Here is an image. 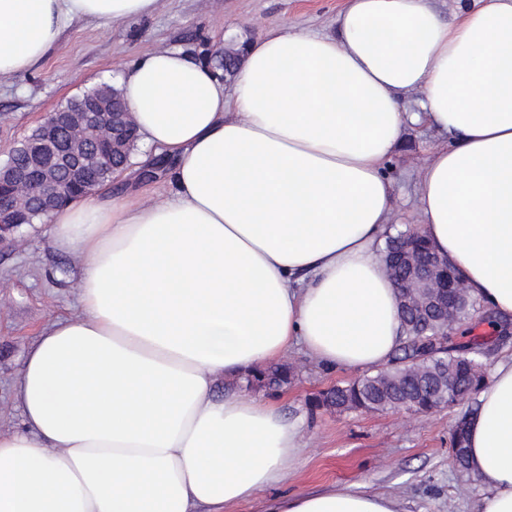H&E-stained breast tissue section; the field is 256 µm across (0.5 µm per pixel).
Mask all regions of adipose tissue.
Here are the masks:
<instances>
[{
  "mask_svg": "<svg viewBox=\"0 0 512 512\" xmlns=\"http://www.w3.org/2000/svg\"><path fill=\"white\" fill-rule=\"evenodd\" d=\"M157 0H0V76L77 20L152 15ZM336 34L244 40L231 83L179 49L136 57L120 87L170 191L99 188L51 215L76 255L79 312L30 346L0 433V512H228L281 481L303 446L277 403L216 383L289 349L335 369L387 364L404 327L378 252L384 169L406 130L446 136L417 178L423 234L470 294L512 317V0L447 19L431 0H345ZM420 92L415 109L403 96ZM477 512H512V355L467 418ZM268 512H398L328 489Z\"/></svg>",
  "mask_w": 512,
  "mask_h": 512,
  "instance_id": "ef3b65f1",
  "label": "adipose tissue"
}]
</instances>
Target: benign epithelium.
I'll return each instance as SVG.
<instances>
[{"mask_svg":"<svg viewBox=\"0 0 512 512\" xmlns=\"http://www.w3.org/2000/svg\"><path fill=\"white\" fill-rule=\"evenodd\" d=\"M136 137L131 112L115 103L102 86L94 94L73 100L70 108L50 113L26 143L30 162L24 167L13 160L0 165V244L32 217H48L67 204L61 183L71 184L77 202L92 194L103 169L122 163L127 141ZM398 292L399 305L419 315H438L452 326L453 304L469 300L463 276L447 257L417 249L412 239L403 240L385 261Z\"/></svg>","mask_w":512,"mask_h":512,"instance_id":"benign-epithelium-1","label":"benign epithelium"}]
</instances>
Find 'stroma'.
Instances as JSON below:
<instances>
[{"mask_svg":"<svg viewBox=\"0 0 512 512\" xmlns=\"http://www.w3.org/2000/svg\"><path fill=\"white\" fill-rule=\"evenodd\" d=\"M344 0H159L148 17L109 26L78 22L28 71L0 78V164L43 120L87 89L117 84L125 65L144 52L178 48L204 60L230 42L252 39L278 26L336 31ZM444 139L421 126L408 129L386 174L394 192L390 222L403 231L418 226L415 207L420 166ZM45 222L21 226L0 245V431L22 430L13 393L28 348L55 317L78 312L74 273L78 257L57 252ZM290 370L287 384L248 386L224 379L219 394L250 388L278 401L289 421L301 425L304 446L294 469L234 512H266L281 494L331 486L393 497L399 512H476L479 485L453 464L451 434L468 402L428 414L312 410L311 401L356 379L352 370L322 366L304 351L278 362Z\"/></svg>","mask_w":512,"mask_h":512,"instance_id":"obj_1","label":"stroma"}]
</instances>
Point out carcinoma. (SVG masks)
Segmentation results:
<instances>
[{"label": "carcinoma", "mask_w": 512, "mask_h": 512, "mask_svg": "<svg viewBox=\"0 0 512 512\" xmlns=\"http://www.w3.org/2000/svg\"><path fill=\"white\" fill-rule=\"evenodd\" d=\"M404 326L405 336L389 366L322 394L313 406L332 404L344 411L384 412L395 402L408 399L419 410L451 407L456 404L454 395H438L428 385L429 376L444 373L470 391L471 397L477 396L485 381L484 373L476 371L484 366L481 343L451 344V336L444 335L433 317L423 321L412 318Z\"/></svg>", "instance_id": "cac0c4a2"}]
</instances>
